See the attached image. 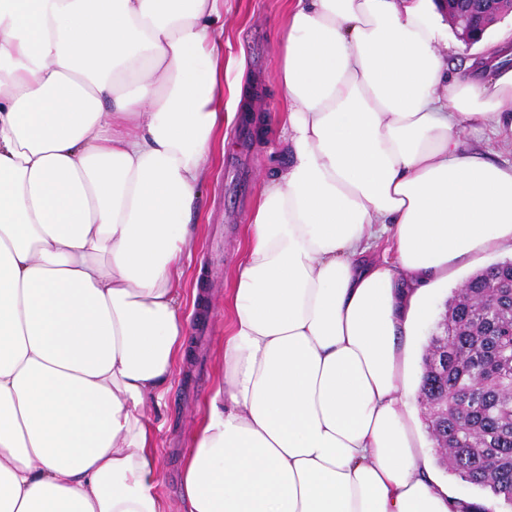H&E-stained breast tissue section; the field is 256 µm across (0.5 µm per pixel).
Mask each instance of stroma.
I'll use <instances>...</instances> for the list:
<instances>
[{"mask_svg": "<svg viewBox=\"0 0 512 512\" xmlns=\"http://www.w3.org/2000/svg\"><path fill=\"white\" fill-rule=\"evenodd\" d=\"M289 0H224V86L241 87L229 102L233 117L225 124L224 154L220 156L198 200V244L184 268L185 290H198L209 305L205 323L189 316L187 347L197 364L182 361L160 402L147 403L144 414L156 437L162 462L158 491L177 497L180 470L199 404L220 373L219 354L230 317L224 298L243 249L242 226L247 223L262 185L272 174L268 163L277 151L275 127L282 105L281 59L277 42L288 14ZM266 116L269 126L257 130L247 116ZM474 271L473 265L452 267L447 281L429 291V313L419 321L406 350L411 378L420 375V361L445 300Z\"/></svg>", "mask_w": 512, "mask_h": 512, "instance_id": "stroma-1", "label": "stroma"}]
</instances>
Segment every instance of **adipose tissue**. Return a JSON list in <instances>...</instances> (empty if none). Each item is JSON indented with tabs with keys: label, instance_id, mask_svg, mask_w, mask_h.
<instances>
[{
	"label": "adipose tissue",
	"instance_id": "adipose-tissue-1",
	"mask_svg": "<svg viewBox=\"0 0 512 512\" xmlns=\"http://www.w3.org/2000/svg\"><path fill=\"white\" fill-rule=\"evenodd\" d=\"M224 0H0V512H169L142 421L185 355L224 124ZM444 0H294L287 165L243 228L179 512H461L406 400L423 294L512 251V31L452 69ZM389 240L393 259L376 258ZM487 136L491 138L490 142L487 141ZM463 139V149L466 151H472L476 149H480L485 153L489 148H492L496 152L500 154V160H510L512 159V155L510 153V149L508 145H505L502 141L494 140V137L489 133L485 135L479 133H471L469 131H465L462 134Z\"/></svg>",
	"mask_w": 512,
	"mask_h": 512
}]
</instances>
